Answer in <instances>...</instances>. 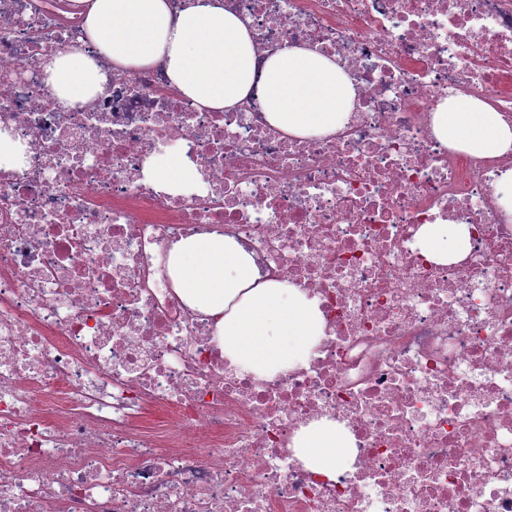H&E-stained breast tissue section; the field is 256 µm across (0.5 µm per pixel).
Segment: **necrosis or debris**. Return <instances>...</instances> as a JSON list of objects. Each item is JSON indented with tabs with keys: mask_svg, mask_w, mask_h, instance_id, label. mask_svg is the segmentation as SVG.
Instances as JSON below:
<instances>
[{
	"mask_svg": "<svg viewBox=\"0 0 512 512\" xmlns=\"http://www.w3.org/2000/svg\"><path fill=\"white\" fill-rule=\"evenodd\" d=\"M257 59L334 58L349 123L293 138L257 96L211 112L163 93V64L111 69L71 108L39 80L85 37L83 0H0V512H512V152L442 145L432 117L474 94L512 124V0H224ZM179 143L204 193L143 179ZM465 232L460 257L418 247ZM233 237L317 300L305 366L231 368L169 274L173 242ZM336 421L329 478L292 439ZM26 158V145L8 131H0V168L21 169ZM423 249L440 261H448V254L459 250L464 239L458 226L453 224H429L421 238Z\"/></svg>",
	"mask_w": 512,
	"mask_h": 512,
	"instance_id": "4bbe7bcc",
	"label": "necrosis or debris"
}]
</instances>
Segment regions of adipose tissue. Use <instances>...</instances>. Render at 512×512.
<instances>
[{
    "label": "adipose tissue",
    "mask_w": 512,
    "mask_h": 512,
    "mask_svg": "<svg viewBox=\"0 0 512 512\" xmlns=\"http://www.w3.org/2000/svg\"><path fill=\"white\" fill-rule=\"evenodd\" d=\"M85 28L95 53L81 48L46 57L44 83L71 107L101 93L108 67L137 69L163 63L171 86L210 111L234 109L258 94L266 121L297 138H320L343 128L353 110V85L333 58L286 46L257 62L253 32L223 0H93ZM436 138L476 157L512 152V125L483 99L458 94L438 104ZM156 190L189 194L203 175L180 147L144 162ZM170 274L184 302L216 320L224 358L241 371L271 379L306 365L324 329L316 299L286 282L264 277L234 238L191 235L173 244ZM312 471L333 475L351 463L349 441L335 422L302 427L293 439Z\"/></svg>",
    "instance_id": "1"
}]
</instances>
